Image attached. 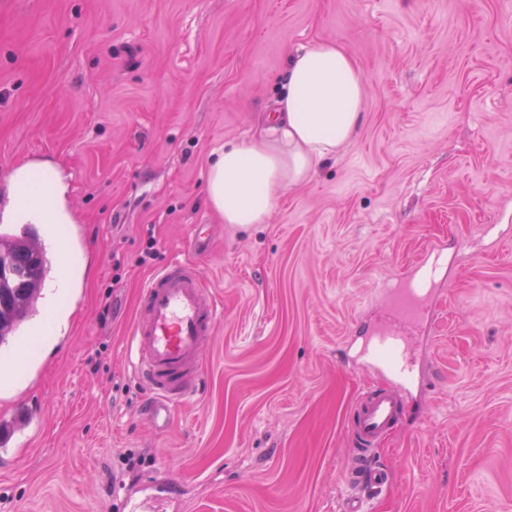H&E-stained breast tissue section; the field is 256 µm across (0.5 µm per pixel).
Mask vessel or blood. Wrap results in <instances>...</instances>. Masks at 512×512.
<instances>
[{
  "label": "vessel or blood",
  "mask_w": 512,
  "mask_h": 512,
  "mask_svg": "<svg viewBox=\"0 0 512 512\" xmlns=\"http://www.w3.org/2000/svg\"><path fill=\"white\" fill-rule=\"evenodd\" d=\"M423 311L421 288L399 290L392 298L388 323L377 331L374 345L367 351L370 360L383 365L396 385L360 400L349 430L357 447V463L345 474V482L381 486L388 480L387 473L373 463L374 451L403 419L401 389L413 380L406 332ZM220 318L221 311L209 298L207 285L193 263L171 259L144 287L127 352L137 376L154 396L146 417L155 428L165 429L175 403L195 394L203 348ZM39 420L38 412L18 408L13 420L0 423V445L12 444L19 426Z\"/></svg>",
  "instance_id": "vessel-or-blood-1"
}]
</instances>
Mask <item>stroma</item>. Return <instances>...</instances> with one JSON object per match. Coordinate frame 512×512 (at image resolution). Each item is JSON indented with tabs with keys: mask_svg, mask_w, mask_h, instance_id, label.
<instances>
[{
	"mask_svg": "<svg viewBox=\"0 0 512 512\" xmlns=\"http://www.w3.org/2000/svg\"><path fill=\"white\" fill-rule=\"evenodd\" d=\"M324 41L366 78L357 134L266 223H225L213 151ZM36 159L66 175L74 276L0 379V417L43 411L0 447V512H512V0H0V165ZM196 224L223 314L158 431L126 339ZM434 245L416 382L374 453L389 479L344 485L353 406L392 385L365 350Z\"/></svg>",
	"mask_w": 512,
	"mask_h": 512,
	"instance_id": "stroma-1",
	"label": "stroma"
}]
</instances>
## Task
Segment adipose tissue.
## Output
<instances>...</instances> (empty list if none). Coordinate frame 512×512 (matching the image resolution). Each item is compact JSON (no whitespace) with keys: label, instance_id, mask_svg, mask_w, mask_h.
<instances>
[{"label":"adipose tissue","instance_id":"ef3b65f1","mask_svg":"<svg viewBox=\"0 0 512 512\" xmlns=\"http://www.w3.org/2000/svg\"><path fill=\"white\" fill-rule=\"evenodd\" d=\"M366 78L338 45L318 42L290 57L275 112L252 142L233 143L210 164L205 194L225 223H265L278 198L310 179L316 167L335 157L362 120ZM67 219L57 192L15 185L4 224H62Z\"/></svg>","mask_w":512,"mask_h":512}]
</instances>
